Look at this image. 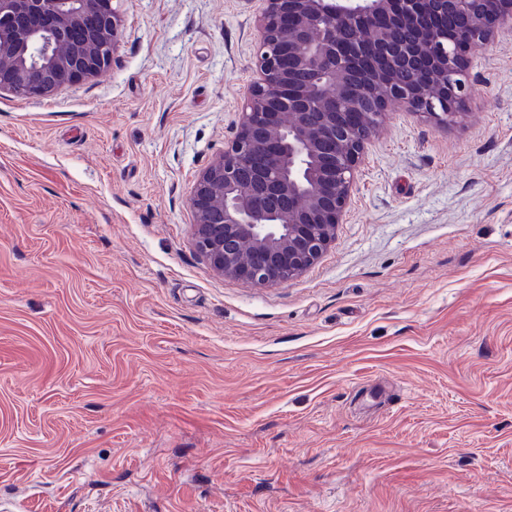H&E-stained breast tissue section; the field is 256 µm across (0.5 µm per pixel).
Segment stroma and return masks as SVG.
<instances>
[{
    "label": "stroma",
    "mask_w": 512,
    "mask_h": 512,
    "mask_svg": "<svg viewBox=\"0 0 512 512\" xmlns=\"http://www.w3.org/2000/svg\"><path fill=\"white\" fill-rule=\"evenodd\" d=\"M262 0H121L102 75L0 93V507L512 512V34L463 121L391 109L296 280L192 240Z\"/></svg>",
    "instance_id": "stroma-1"
}]
</instances>
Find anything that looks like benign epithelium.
Wrapping results in <instances>:
<instances>
[{
	"label": "benign epithelium",
	"instance_id": "7a95c632",
	"mask_svg": "<svg viewBox=\"0 0 512 512\" xmlns=\"http://www.w3.org/2000/svg\"><path fill=\"white\" fill-rule=\"evenodd\" d=\"M118 0H0V93L50 97L98 76L122 37ZM238 131L197 175L193 244L253 288L292 281L336 238L387 109L466 116L469 59L512 0H263Z\"/></svg>",
	"mask_w": 512,
	"mask_h": 512
}]
</instances>
